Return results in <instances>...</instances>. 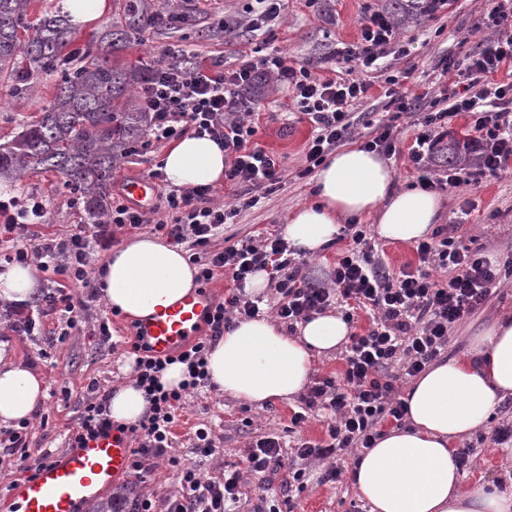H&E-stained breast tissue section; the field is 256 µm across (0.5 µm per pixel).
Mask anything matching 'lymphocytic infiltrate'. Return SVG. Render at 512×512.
Returning <instances> with one entry per match:
<instances>
[{
	"instance_id": "f902f5d3",
	"label": "lymphocytic infiltrate",
	"mask_w": 512,
	"mask_h": 512,
	"mask_svg": "<svg viewBox=\"0 0 512 512\" xmlns=\"http://www.w3.org/2000/svg\"><path fill=\"white\" fill-rule=\"evenodd\" d=\"M480 27L498 30L496 39L463 57L448 56L442 71L462 77L463 88L449 85L439 95H407L397 91L398 77H389L385 95L396 114H417L414 140L408 157L424 189L444 190L461 184L477 185L512 168V81L495 82L500 70L512 72V0H497L480 19ZM396 38L392 19L379 11L361 21V39L338 48L333 56L334 76L317 74L309 61L291 59L272 49L263 54H243L233 64L217 60L208 64H183L182 48L164 47L160 63L141 87L139 99L149 112L147 132L129 149L139 156L154 144L181 136L187 130L208 132L224 145V180L244 187L232 203L217 204L211 185L162 191L161 216L147 215L123 198L96 224H79L58 238L37 232L48 223L42 198L13 197L0 200V265L38 262L50 275V287L36 304V312L10 311V328L33 335L37 317L63 313L67 328H77L83 315L99 297L91 278L96 249L112 245L116 231L151 229L184 246L197 266L196 282L208 286L217 274L232 282L222 301L205 319L208 332L184 349L156 356L141 338L130 341L135 356L133 379L149 403L147 412L131 423H115L107 409L108 391H96L87 400L70 430L68 441L84 443L106 430L118 429L133 442L131 473L145 479L159 458H166L180 482V492L157 507L150 496L138 500L135 512H230L240 500L244 481L239 470H224L204 478L181 458L168 455L173 445L178 413L188 396L208 381L207 355L213 344L231 327L233 319L264 315L263 296H248L245 288L252 275L264 271L275 292L273 308L279 319L294 324L339 306L346 320L366 313L371 321L361 333L352 334L335 374L318 379L302 399L303 410L294 412L293 425L305 423L309 412L326 415L328 439L322 443H298L293 458H284L277 435L258 439L249 448V471L262 481L280 479L288 500L306 489L304 464L311 459H335L321 476L322 482L339 481V465L352 450L370 449L382 423H402L406 403L395 387L398 375L418 376L448 348L454 327L483 305L502 280L503 263L485 247L466 244L459 225L437 229L431 239L415 247L418 263L391 272L363 224L348 225L344 233L352 244L336 259L330 285L315 283L306 261L295 257L282 234L262 239H240L214 250L228 220L255 207L277 192L283 181L281 161L255 140L253 119L259 101L253 90L259 78L275 76L296 103L300 121L311 128L305 146L302 179L310 178L338 147L353 141L358 123L353 108L367 98L370 81L363 74L388 54ZM464 113L470 117L465 138L451 135L448 120ZM81 284L86 295L70 290ZM175 363L186 368V380L175 389L160 382L162 372Z\"/></svg>"
}]
</instances>
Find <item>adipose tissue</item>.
<instances>
[{
  "label": "adipose tissue",
  "instance_id": "1",
  "mask_svg": "<svg viewBox=\"0 0 512 512\" xmlns=\"http://www.w3.org/2000/svg\"><path fill=\"white\" fill-rule=\"evenodd\" d=\"M175 187L217 185L224 180V149L209 135L194 133L173 142L161 157ZM315 202L287 216L284 234L302 255L334 243L341 224L376 215L386 239L415 243L438 220L436 194L398 187L379 155L351 146L331 155L314 177ZM197 269L186 253L153 235L134 236L114 250L99 277L105 304L141 320L194 291ZM33 265L0 272V301L25 303L36 296ZM350 329L334 313L317 314L288 335L271 318L236 321L207 356L212 390L256 406L286 400L308 384L315 356L346 343ZM127 379L111 389L114 421L139 419L148 403L132 379L133 360L122 367ZM512 396V316L497 320L468 352L430 367L405 397L409 426L384 431L354 468V485L371 512H512V492L497 487L461 488L453 443L485 427L497 401ZM45 396L38 374L0 346V426L32 420Z\"/></svg>",
  "mask_w": 512,
  "mask_h": 512
}]
</instances>
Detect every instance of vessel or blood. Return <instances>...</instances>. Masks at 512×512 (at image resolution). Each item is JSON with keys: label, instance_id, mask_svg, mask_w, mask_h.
I'll return each instance as SVG.
<instances>
[{"label": "vessel or blood", "instance_id": "b4317fda", "mask_svg": "<svg viewBox=\"0 0 512 512\" xmlns=\"http://www.w3.org/2000/svg\"><path fill=\"white\" fill-rule=\"evenodd\" d=\"M124 194L134 207L148 212L155 207L158 187L151 177L139 175L125 182ZM215 302L212 289L195 290L141 320L136 334L155 355L172 354L201 336L204 318ZM130 463L128 436L104 432L67 448L17 482L8 498L0 500V512H83L86 505L129 477Z\"/></svg>", "mask_w": 512, "mask_h": 512}]
</instances>
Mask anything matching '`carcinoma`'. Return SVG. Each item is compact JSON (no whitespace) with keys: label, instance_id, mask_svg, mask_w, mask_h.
<instances>
[{"label":"carcinoma","instance_id":"cac0c4a2","mask_svg":"<svg viewBox=\"0 0 512 512\" xmlns=\"http://www.w3.org/2000/svg\"><path fill=\"white\" fill-rule=\"evenodd\" d=\"M149 25V5L129 4L123 23L92 40V59L64 72L40 119L0 144V178L55 171L80 196L89 223L108 210L112 168L150 123L132 91L149 69L121 63L131 35ZM31 35L20 39L23 30ZM73 31L58 15L29 21L28 0H0V73H52L64 66Z\"/></svg>","mask_w":512,"mask_h":512}]
</instances>
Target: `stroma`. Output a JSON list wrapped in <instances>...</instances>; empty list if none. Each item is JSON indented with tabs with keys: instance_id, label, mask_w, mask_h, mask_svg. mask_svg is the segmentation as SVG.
<instances>
[{
	"instance_id": "35a3bbf8",
	"label": "stroma",
	"mask_w": 512,
	"mask_h": 512,
	"mask_svg": "<svg viewBox=\"0 0 512 512\" xmlns=\"http://www.w3.org/2000/svg\"><path fill=\"white\" fill-rule=\"evenodd\" d=\"M247 0H205L202 10L183 26L166 28L149 26L131 36L122 56L129 64H153L164 45H190L199 60L217 58L231 62L240 54L265 47H277L292 59H314L330 66L337 47L351 44L360 36L359 22L364 14L388 12L389 0H287L279 23L256 32L240 30L235 34L222 32L218 18L222 15H243ZM494 0H454L448 11L435 18L424 16L400 23L398 43L406 45L410 54L401 57L388 54L383 70L367 73L372 81V96L362 105L363 111L381 118L387 99L384 79L399 76L400 91L422 93L434 86L441 73L440 60L446 55L464 56L492 37V30L473 32L472 26L487 13ZM18 73H0V144L13 138L23 122L39 118L43 108L53 98L58 74H38L30 77L31 90L23 97L15 96L13 86ZM260 119L257 142L279 156L285 168L284 183L279 191L254 208L241 212L231 224L225 225L224 235L231 240L261 236L282 231L290 210L308 203L313 197L312 179L294 177L301 167L304 148L310 136L308 124L293 119L294 104L287 93L276 86L259 90ZM56 172H28L14 181L12 188L0 192V197L36 194L45 200L49 224L45 232L66 236L73 225L86 221L84 210L75 209ZM440 225L457 224L464 238L491 245L502 257H512V174L483 181L477 186H461L441 192ZM512 315V278L504 279L494 289L482 308L454 329L448 342V355L465 352L470 340L503 315ZM109 321L111 342H102L98 327ZM135 321L113 315L103 301H96L88 319L78 329L64 331L57 315L42 319L43 333L20 336L7 323L0 322V344H8L15 358L28 363L44 379L46 397L37 408L26 430L27 452H7L1 455L0 498L7 497L15 482L26 476L43 452L61 453L67 446L66 427L74 423L91 393L88 386L98 382L111 388L122 382L118 367L124 360L125 342L134 334ZM300 397L277 400L257 407L229 396H218L202 388L189 397L175 428V455L196 465L204 477L217 475L224 466L242 464L243 453L251 443L272 431L287 429ZM512 419V403L495 406L487 428L458 440V447H475L473 463L461 472L464 489L492 483L503 490L512 489V447L494 444V427ZM206 425L216 444L214 455L198 456L190 436L198 425ZM355 456H348L342 482L321 483L324 470L321 462L308 465L307 487L297 498L294 512H370L365 500L358 495L352 478ZM178 489L175 474L166 463H158L146 481L126 479L113 486V493L134 502L140 494H148L157 503H165Z\"/></svg>"
}]
</instances>
